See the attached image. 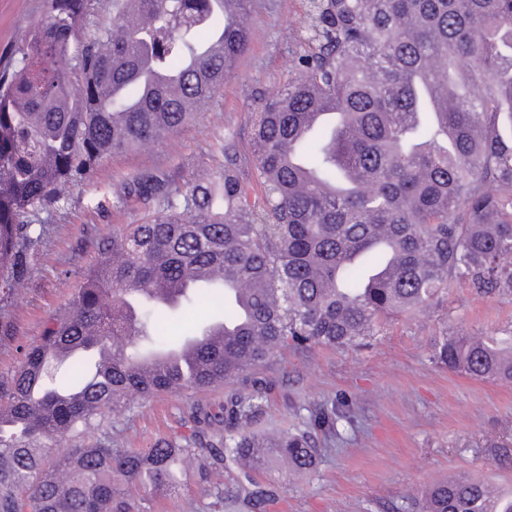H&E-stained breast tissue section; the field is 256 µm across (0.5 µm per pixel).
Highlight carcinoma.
<instances>
[{
    "label": "carcinoma",
    "instance_id": "cac0c4a2",
    "mask_svg": "<svg viewBox=\"0 0 512 512\" xmlns=\"http://www.w3.org/2000/svg\"><path fill=\"white\" fill-rule=\"evenodd\" d=\"M43 0L19 45L0 60V340L7 300L24 287L46 217L103 158L171 134L197 112L183 98L198 72L229 75L251 32L221 0ZM150 17L130 23L133 7ZM283 86L252 112L256 184L240 175L235 135L221 158L179 187L160 170L129 182L149 208L101 247L68 313L0 386V512H141L136 493L174 488L195 462L224 500V461L281 477L309 473L312 433L242 432L262 396L229 395L197 422L224 425L216 444L158 441L132 451L76 443L126 395L208 390L246 375L279 349L348 348L392 316L416 315L458 282L512 295V0H308L295 22ZM222 38V55L200 49ZM447 67L443 83L429 63ZM174 77L182 96L151 75ZM318 111L342 131L313 123ZM221 278L185 291L195 272ZM240 325L202 344L188 365L145 376L149 354L204 335L191 313ZM91 341L95 360L61 358ZM434 359L479 380L512 382V331L442 337ZM351 404L324 410L333 430ZM56 443L53 461L40 440ZM422 512H512V488L450 477L425 487Z\"/></svg>",
    "mask_w": 512,
    "mask_h": 512
}]
</instances>
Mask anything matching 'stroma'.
<instances>
[{
    "instance_id": "stroma-1",
    "label": "stroma",
    "mask_w": 512,
    "mask_h": 512,
    "mask_svg": "<svg viewBox=\"0 0 512 512\" xmlns=\"http://www.w3.org/2000/svg\"><path fill=\"white\" fill-rule=\"evenodd\" d=\"M306 0H256L248 25L251 44L225 79L216 107L177 132L137 151L107 156L69 196L62 217L46 226V242L25 290L8 301L13 340L0 344V380H8L45 321L63 311L99 257L98 244L123 225L141 223L147 210L123 187L139 170L169 172L176 185L204 172L227 133H234L247 177H254L251 112L288 78L296 47L291 27ZM42 0H0V52L19 42L42 15ZM512 327V296L476 294L459 283L429 311L382 325L355 348H288L233 387L142 397L113 413L116 448L135 450L159 439L183 442L196 405L218 407L228 391L261 392L264 407L246 430H307L337 399L352 408L335 431L318 434L315 472L241 479L224 470L221 512H254L249 494H271L264 512H417L420 490L461 475L512 485V382L475 380L436 363L433 346L444 332L489 336ZM143 512H212L197 465L177 472L167 495L140 491Z\"/></svg>"
}]
</instances>
